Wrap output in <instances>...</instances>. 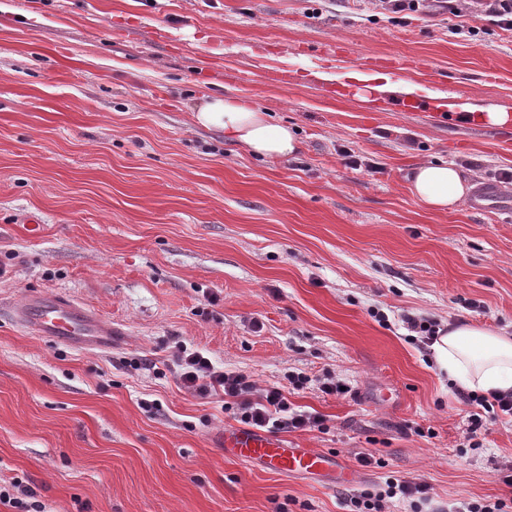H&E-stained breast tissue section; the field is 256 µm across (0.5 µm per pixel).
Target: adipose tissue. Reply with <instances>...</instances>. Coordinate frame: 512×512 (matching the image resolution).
Instances as JSON below:
<instances>
[{
	"label": "adipose tissue",
	"instance_id": "ef3b65f1",
	"mask_svg": "<svg viewBox=\"0 0 512 512\" xmlns=\"http://www.w3.org/2000/svg\"><path fill=\"white\" fill-rule=\"evenodd\" d=\"M193 119L198 126L223 131L226 142L263 158L284 160L301 147L288 126L272 124L267 112L240 97L205 95ZM408 179L414 198L435 211L459 207L470 190L461 169L448 163L420 162ZM430 350L436 365L461 390L512 391V336L456 322L440 333Z\"/></svg>",
	"mask_w": 512,
	"mask_h": 512
}]
</instances>
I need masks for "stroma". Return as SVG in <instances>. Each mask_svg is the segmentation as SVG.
<instances>
[{
    "mask_svg": "<svg viewBox=\"0 0 512 512\" xmlns=\"http://www.w3.org/2000/svg\"><path fill=\"white\" fill-rule=\"evenodd\" d=\"M375 57L412 58L401 82L512 113V31L468 15L377 0H0V489L33 493L42 512H351L390 476L430 487L390 512L505 497L512 421L470 448L459 389L405 320L512 336V189L497 179L512 139L392 93L336 97ZM210 93L269 112L301 152L262 159L195 126ZM420 161L462 167L468 201L420 204ZM32 292L111 319V351L28 333L11 305ZM180 344L261 388L306 375L288 399L329 430L276 438L350 465L377 448L384 467L331 487L226 454L242 423L222 396L181 387ZM327 371L351 394L321 393Z\"/></svg>",
    "mask_w": 512,
    "mask_h": 512,
    "instance_id": "stroma-1",
    "label": "stroma"
}]
</instances>
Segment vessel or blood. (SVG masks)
I'll list each match as a JSON object with an SVG mask.
<instances>
[{
  "instance_id": "obj_1",
  "label": "vessel or blood",
  "mask_w": 512,
  "mask_h": 512,
  "mask_svg": "<svg viewBox=\"0 0 512 512\" xmlns=\"http://www.w3.org/2000/svg\"><path fill=\"white\" fill-rule=\"evenodd\" d=\"M18 313L37 335L72 349L108 351L112 348L115 331L111 321L60 295H28L19 304ZM224 445L231 448L238 459L262 463L277 474H314L335 469L344 483H351L353 479L350 471L339 469L334 457L312 448L281 446L273 437L257 430L242 429L227 434Z\"/></svg>"
}]
</instances>
